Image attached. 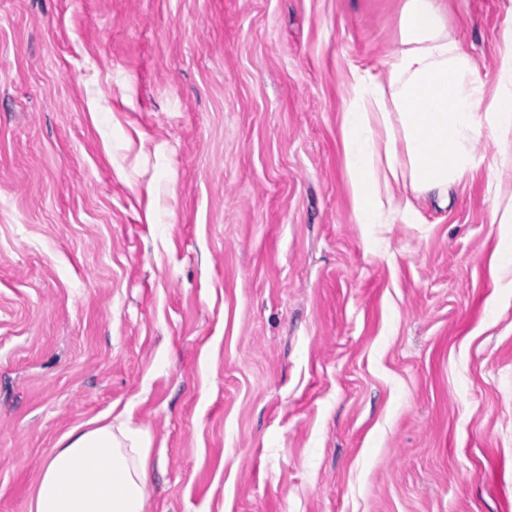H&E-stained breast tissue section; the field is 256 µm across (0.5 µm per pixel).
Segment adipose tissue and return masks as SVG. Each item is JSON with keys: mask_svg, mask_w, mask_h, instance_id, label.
<instances>
[{"mask_svg": "<svg viewBox=\"0 0 512 512\" xmlns=\"http://www.w3.org/2000/svg\"><path fill=\"white\" fill-rule=\"evenodd\" d=\"M449 11V0H405L385 75L349 68L341 141L358 223L408 219L413 197L445 193L472 171L480 137L512 134V25L501 35L502 90L489 100ZM150 453L147 431L123 414L74 428L45 461L31 512H145Z\"/></svg>", "mask_w": 512, "mask_h": 512, "instance_id": "ef3b65f1", "label": "adipose tissue"}]
</instances>
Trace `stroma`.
<instances>
[{
    "label": "stroma",
    "instance_id": "obj_1",
    "mask_svg": "<svg viewBox=\"0 0 512 512\" xmlns=\"http://www.w3.org/2000/svg\"><path fill=\"white\" fill-rule=\"evenodd\" d=\"M404 0H0V512L148 431L146 512H512V135L360 224L347 74ZM505 0H452L486 97Z\"/></svg>",
    "mask_w": 512,
    "mask_h": 512
}]
</instances>
